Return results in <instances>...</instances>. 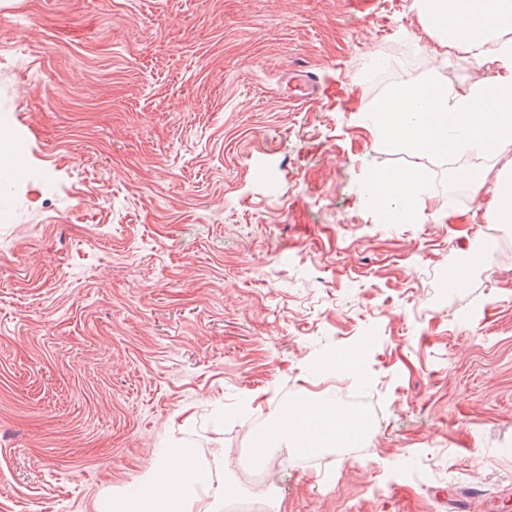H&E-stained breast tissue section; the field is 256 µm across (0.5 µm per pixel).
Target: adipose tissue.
<instances>
[{
    "label": "adipose tissue",
    "instance_id": "adipose-tissue-1",
    "mask_svg": "<svg viewBox=\"0 0 512 512\" xmlns=\"http://www.w3.org/2000/svg\"><path fill=\"white\" fill-rule=\"evenodd\" d=\"M425 31L441 49L465 47L476 64L497 63L498 73L460 91L447 81L405 82L370 107L366 127L375 142L394 145L416 156L444 159L472 154L503 156L512 150V0H417ZM365 193L384 199L381 220L406 223L427 212L424 180L418 169L369 174ZM334 421L325 432L309 426L311 418ZM360 425L353 416L329 406L300 403L282 410L257 450L267 463L287 459L279 440L291 437L301 452L328 448L337 439L355 438ZM227 487L212 470L198 466L189 449L167 448L137 485L120 495L98 498L93 512H223ZM208 506H201L202 497Z\"/></svg>",
    "mask_w": 512,
    "mask_h": 512
}]
</instances>
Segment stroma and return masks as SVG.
Segmentation results:
<instances>
[{"instance_id":"1","label":"stroma","mask_w":512,"mask_h":512,"mask_svg":"<svg viewBox=\"0 0 512 512\" xmlns=\"http://www.w3.org/2000/svg\"><path fill=\"white\" fill-rule=\"evenodd\" d=\"M488 74L414 0H0V512H93L171 447L252 496L241 449L343 392L366 433L290 455L276 512H512L502 162L477 195L363 125ZM409 167L443 222L368 205ZM490 205L495 223L512 224V159L503 166L492 187Z\"/></svg>"}]
</instances>
